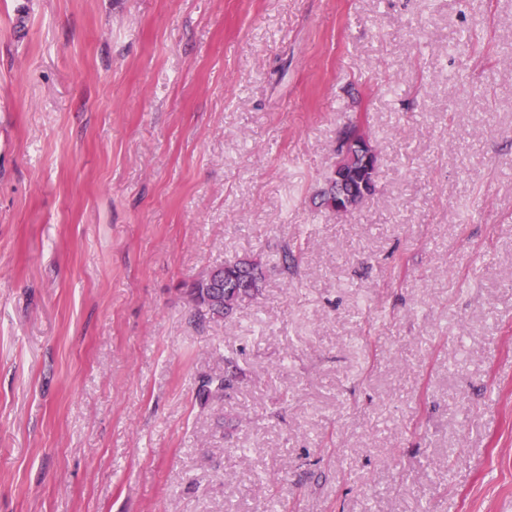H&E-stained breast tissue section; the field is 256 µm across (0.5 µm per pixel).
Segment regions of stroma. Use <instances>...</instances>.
Wrapping results in <instances>:
<instances>
[{"instance_id":"stroma-1","label":"stroma","mask_w":512,"mask_h":512,"mask_svg":"<svg viewBox=\"0 0 512 512\" xmlns=\"http://www.w3.org/2000/svg\"><path fill=\"white\" fill-rule=\"evenodd\" d=\"M0 512H512V0H0ZM341 164V157H336V162L334 164V175L336 176V194L335 203H333L332 210L337 215L344 216L351 213V211H353L357 205L363 201V199L368 194V190L362 186L360 193L345 194L344 192H341L340 187L343 184L346 174V170L341 167ZM247 267H250L251 271ZM216 270L220 276L222 288H227L229 283L236 281L231 291L224 289L221 296V309L215 310L211 307L212 315L224 318L233 312L240 301L259 292L263 273L258 264L245 259L225 262L224 266ZM227 365L228 370L224 377L217 381L208 379L202 382L198 390V396L202 403H207L215 393L223 392L224 389L230 388L233 383L242 376L243 372L241 368H239L233 361H227Z\"/></svg>"}]
</instances>
